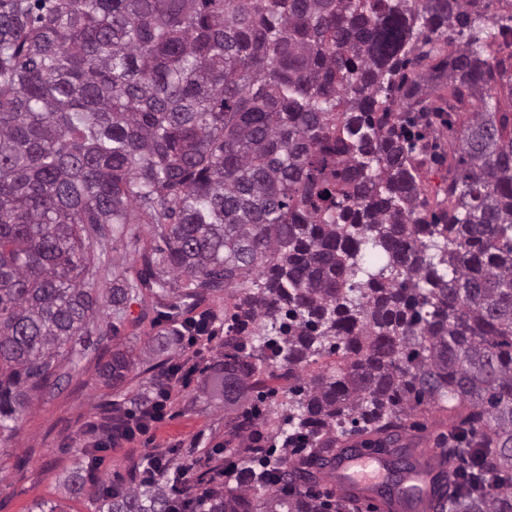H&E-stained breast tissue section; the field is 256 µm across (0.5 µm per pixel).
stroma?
Listing matches in <instances>:
<instances>
[{
	"mask_svg": "<svg viewBox=\"0 0 512 512\" xmlns=\"http://www.w3.org/2000/svg\"><path fill=\"white\" fill-rule=\"evenodd\" d=\"M152 239L147 225H129L124 237L108 241L106 249L114 268L136 272L141 266L142 247ZM236 291L226 288L208 294L191 307H180V318L213 312L219 337H226L233 324ZM163 307L149 289H140L117 320V344L132 350L135 359L123 389L106 387L98 377V358L89 355L78 368L63 367L62 386L39 396L29 397L20 416L16 434L0 443V512H34L40 502L58 504L61 512H93L91 502L101 483L129 485L142 455L179 441L183 452L196 457L211 456L220 463L221 449H236L240 441L236 426L240 413L225 414L217 398L200 397L197 387L174 394L172 414L156 432L143 436L133 448H117L106 455L96 480L87 482L83 495L70 494L66 479L84 457L80 448L85 440L83 425L93 415L102 417L115 405L130 409V400L151 386L157 375L153 360L141 352L160 330ZM257 403L262 410L258 429L275 445H282L281 418L288 408V372L279 365L267 366Z\"/></svg>",
	"mask_w": 512,
	"mask_h": 512,
	"instance_id": "stroma-1",
	"label": "stroma"
}]
</instances>
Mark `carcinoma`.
<instances>
[{"label":"carcinoma","instance_id":"carcinoma-1","mask_svg":"<svg viewBox=\"0 0 512 512\" xmlns=\"http://www.w3.org/2000/svg\"><path fill=\"white\" fill-rule=\"evenodd\" d=\"M472 2L0 0V440L138 289L194 304L233 287L236 325L267 328L230 337L198 389L232 413L266 364L288 368L283 433L309 450L211 490L209 512H329L310 489L336 432L418 464L399 430L421 406L450 411L433 512H512V72L486 50L512 48V14ZM427 87L454 111L480 102L432 199L402 116ZM128 224L161 241L133 276L105 248ZM168 320L146 356L179 341ZM107 353L117 387L133 360ZM325 353L336 365L300 374ZM382 499L423 503L399 480ZM359 501L343 491L334 512ZM93 508L170 503L143 482Z\"/></svg>","mask_w":512,"mask_h":512}]
</instances>
